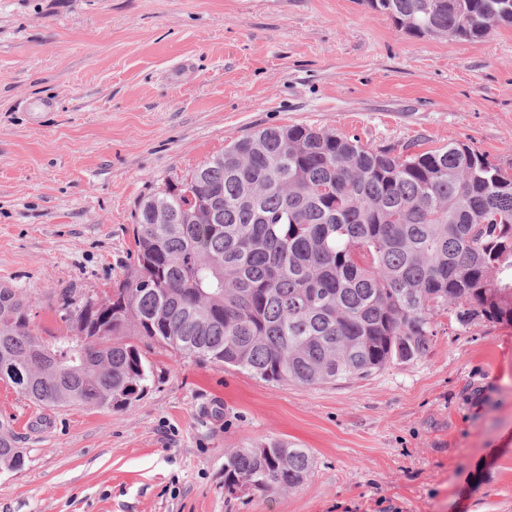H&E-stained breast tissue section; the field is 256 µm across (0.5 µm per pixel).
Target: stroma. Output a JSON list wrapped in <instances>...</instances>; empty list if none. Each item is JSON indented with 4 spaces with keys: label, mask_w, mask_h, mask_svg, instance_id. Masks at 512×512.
Returning a JSON list of instances; mask_svg holds the SVG:
<instances>
[{
    "label": "stroma",
    "mask_w": 512,
    "mask_h": 512,
    "mask_svg": "<svg viewBox=\"0 0 512 512\" xmlns=\"http://www.w3.org/2000/svg\"><path fill=\"white\" fill-rule=\"evenodd\" d=\"M293 124L512 164V26L414 36L365 0H0V285L31 294L44 342L68 335L62 292L124 277L143 197ZM436 322L422 358L330 384L158 345L118 411L0 383L25 455L0 512H512V324ZM272 439L310 451V478L225 492L227 455Z\"/></svg>",
    "instance_id": "1"
}]
</instances>
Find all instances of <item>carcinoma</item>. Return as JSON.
Listing matches in <instances>:
<instances>
[{
    "mask_svg": "<svg viewBox=\"0 0 512 512\" xmlns=\"http://www.w3.org/2000/svg\"><path fill=\"white\" fill-rule=\"evenodd\" d=\"M413 35L478 40L512 0H367ZM135 263L106 298L62 294L74 335L32 329V300L0 286V382L39 407L114 411L153 376L139 336L271 384L363 378L422 358L435 316L512 323V168L465 143L372 149L335 131L268 127L138 203ZM24 456L0 422V469ZM305 448L247 444L224 489L286 491Z\"/></svg>",
    "mask_w": 512,
    "mask_h": 512,
    "instance_id": "cac0c4a2",
    "label": "carcinoma"
}]
</instances>
